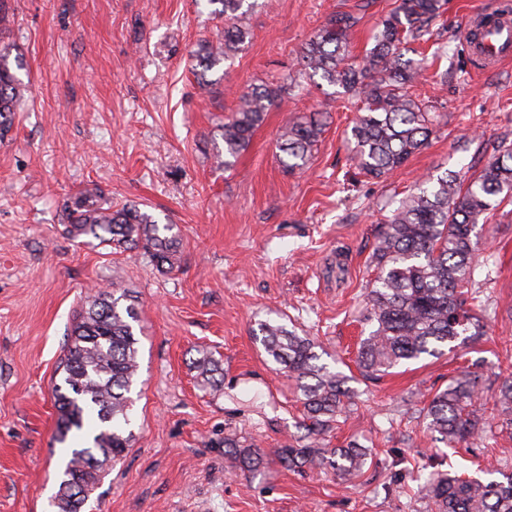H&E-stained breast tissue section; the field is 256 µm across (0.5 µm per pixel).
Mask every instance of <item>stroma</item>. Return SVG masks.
Instances as JSON below:
<instances>
[{
  "mask_svg": "<svg viewBox=\"0 0 512 512\" xmlns=\"http://www.w3.org/2000/svg\"><path fill=\"white\" fill-rule=\"evenodd\" d=\"M8 2L14 20L0 44L20 62L27 93L0 142V512H53L68 447L53 439L52 388L75 312L98 285L128 290L139 305L140 370L132 445L83 512H434L419 477L512 471V430L498 419L481 446L449 448L422 414L464 370L481 375L487 404L512 374V203L483 228L495 262L475 307L484 335L372 380L355 363L372 329L364 295L386 216L422 175L476 174L512 143V62L478 70L464 42L469 16L505 0H448L433 26L448 53L412 89L439 124L386 179L359 174L351 159L361 100L309 80L266 113L230 168L213 157L239 92L295 75L304 43L338 13L359 15L349 49L363 57L395 0H257L241 17L249 39L203 84L190 54L224 39L207 0ZM311 112L329 123L307 169L288 173L278 137ZM98 189L173 225L179 268L68 237L64 197ZM268 319L313 337L323 362L350 378L353 397L330 440L373 453L349 482L273 459L244 471L224 454L228 436L266 451L303 434L295 384L257 337ZM203 349L224 370L220 389L194 378Z\"/></svg>",
  "mask_w": 512,
  "mask_h": 512,
  "instance_id": "35a3bbf8",
  "label": "stroma"
}]
</instances>
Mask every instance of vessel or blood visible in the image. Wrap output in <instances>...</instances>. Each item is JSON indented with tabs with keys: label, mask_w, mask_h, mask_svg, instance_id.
Masks as SVG:
<instances>
[{
	"label": "vessel or blood",
	"mask_w": 512,
	"mask_h": 512,
	"mask_svg": "<svg viewBox=\"0 0 512 512\" xmlns=\"http://www.w3.org/2000/svg\"><path fill=\"white\" fill-rule=\"evenodd\" d=\"M465 40L479 64L493 68L512 59V13L477 12L470 16Z\"/></svg>",
	"instance_id": "1"
}]
</instances>
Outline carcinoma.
<instances>
[{
  "instance_id": "obj_1",
  "label": "carcinoma",
  "mask_w": 512,
  "mask_h": 512,
  "mask_svg": "<svg viewBox=\"0 0 512 512\" xmlns=\"http://www.w3.org/2000/svg\"><path fill=\"white\" fill-rule=\"evenodd\" d=\"M220 5L224 16V42L200 45L195 69L200 79L231 59L249 39L237 23L246 0H208ZM444 0H395L374 34V46L356 61L350 58L349 32L358 17L332 16L319 33L303 46L299 74L320 76L328 85L363 99V108L350 130L352 159L359 173L380 179L401 168L422 150L437 125V115L417 101L411 88L426 66L406 58V45L431 34ZM10 51L0 48V137L9 131L12 112L25 91L8 63ZM297 86L274 83L243 91L238 104L224 118V151L216 162L229 167L245 150L265 113L288 100ZM326 118L315 112L298 116L284 128L277 148L288 171L304 168L324 132ZM512 200V147L502 145L478 174L464 180L456 174L430 175L404 197L382 227L371 257L377 275L366 293L367 319L374 330L365 337L357 357L362 375H384L409 361L438 357L444 348L467 331L484 335L473 313V293L467 287L477 277L490 279L489 257L476 258L481 242L478 226L489 211ZM65 229L74 239L91 236L99 244L124 251L142 248L161 271H173L180 261L173 225H159L136 205L101 202L88 193L63 200ZM138 307L123 291L98 290L87 297L68 334L57 366L62 384L55 385L58 411L55 440L67 441L80 432L85 420L96 433L87 446L72 449L52 501L57 512H82L90 493L106 473L105 465L119 461L130 448L132 399L140 364L139 339L133 331ZM262 345L268 356L296 385L304 411L305 434L294 444L274 450L289 469L330 468L349 481L360 472L371 449L358 443L330 448L324 443L345 410L351 390L347 378L320 363L316 343L280 324L262 323ZM203 386L221 384L220 366L209 353L193 361ZM480 377L464 371L437 392L425 409L430 432L449 447L484 440L485 405L477 398ZM493 409L502 423L512 427V380L498 385ZM224 454L255 471L266 453L259 448L224 438ZM502 480L484 481L434 473L420 491L435 512H512V472Z\"/></svg>"
}]
</instances>
